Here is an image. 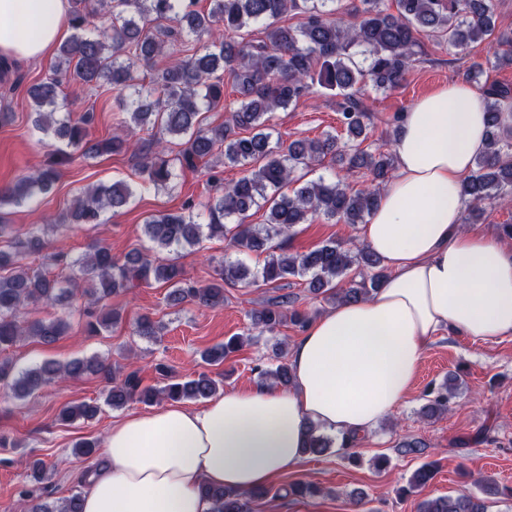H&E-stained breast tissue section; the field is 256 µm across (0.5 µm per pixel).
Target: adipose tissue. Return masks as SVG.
<instances>
[{
    "label": "adipose tissue",
    "mask_w": 512,
    "mask_h": 512,
    "mask_svg": "<svg viewBox=\"0 0 512 512\" xmlns=\"http://www.w3.org/2000/svg\"><path fill=\"white\" fill-rule=\"evenodd\" d=\"M69 10V0H0V56L42 59L66 37ZM485 138V108L464 80L405 112L396 172L358 235L388 270L380 287L308 323L288 352L289 388L262 381L112 426L83 512H213L201 486L265 488L298 464L311 428L360 435L393 414L438 335L512 336V246L462 227V181Z\"/></svg>",
    "instance_id": "1"
}]
</instances>
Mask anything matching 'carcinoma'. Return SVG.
I'll return each instance as SVG.
<instances>
[{"instance_id":"cac0c4a2","label":"carcinoma","mask_w":512,"mask_h":512,"mask_svg":"<svg viewBox=\"0 0 512 512\" xmlns=\"http://www.w3.org/2000/svg\"><path fill=\"white\" fill-rule=\"evenodd\" d=\"M357 22L345 24L336 18L335 0H210L208 10L197 9L198 0H71V35L58 46L50 75L32 86L29 96L37 115L36 127L65 146L80 149L90 157L121 153L138 144L142 158V182L167 186L176 176L175 166L195 169L209 163L214 152L224 150V163L242 166L246 173L206 205V212H194L187 202L179 212L148 216L143 231L152 251L176 252L197 246L205 238L219 237L226 249L236 253L267 250L275 238H286L297 224L313 217L336 223L363 224L377 205L380 189L393 175L396 158L390 152L361 148L367 139L371 114L359 93L369 82L377 90L391 91L402 86L414 63L422 55L419 36L423 33L448 40L455 47L481 42L491 36L502 47L495 56L499 66H512V32L497 29L495 0H396L397 13L390 12L386 0H361ZM301 14L298 25L280 23L285 15ZM175 35L189 45V53L156 66L166 55L167 42ZM367 56V68L356 61ZM152 70L149 85L137 82L140 67ZM230 75L238 93L224 123L210 126L203 114L224 108V78H213L216 70ZM483 65L474 62L466 69V79L481 97L486 110L487 144L475 158L474 169L462 184L466 203L465 222L482 221L485 205L512 202V127L502 122V104L512 100V85L482 79ZM109 85L118 93L122 108L120 132L101 141L89 138L90 112L73 121L68 93L74 86L83 91ZM319 87L336 92L339 120L353 144L339 146L336 136L295 140L288 145L272 141L274 112L285 110ZM65 116L58 117V114ZM149 128L151 138L139 139ZM53 161L34 174L0 186V209L20 205L52 188L59 178L58 162L70 154L57 149ZM346 163L347 169H364L369 185L353 189L343 180L303 181L296 176L325 158ZM139 185L125 180L81 191L68 211L51 222L57 230L79 224H100L103 215L128 206ZM266 209L263 224H247L252 209ZM0 351L16 342L32 338L51 344L66 335L67 318H27L26 307L34 303L56 304L73 300L77 288H64L61 281L43 269L23 264L25 256L47 248L34 230L19 234L0 216ZM280 253L267 255L262 268L250 273L240 260H225L217 277L197 286L186 282L182 267L172 259H152L141 252L122 259L109 247L95 243L89 252L71 262L82 278L91 283L83 290L90 303L98 304L113 294L150 281L171 287L168 298L181 303L192 301L203 307L224 303V286L259 282L271 285L290 277L306 279L308 291L329 302H349L369 297L386 276L382 261L359 246L344 247L327 241L305 254H289L285 244ZM358 269L361 280L348 278ZM293 299L282 295L261 310L250 313L252 325L272 332L285 322L304 327L305 313L287 311ZM135 333L153 338L157 323L141 316ZM244 337L234 336L221 346L203 352L209 365L221 364L243 346ZM95 372L108 383L104 399L112 408L136 401L151 405L167 399H207L218 389V381L205 372L185 380L168 372V383L159 389L141 388L136 371L116 380L110 365L92 358L66 363L45 362L14 372L7 360L0 361V383L17 400H24L39 388L57 380ZM264 377L282 387L291 384L288 364L260 370ZM459 377L445 380L425 394L420 409L423 417L448 413L455 398ZM99 407L87 402L64 406L59 418L65 422L95 417ZM332 445L324 435H311L303 453L321 455ZM435 467L424 463L415 469L407 493L427 485ZM214 512H248L244 493L226 488L209 489ZM23 512H83L80 492L54 501L41 490L22 495ZM421 512H485L484 501L471 494L439 496L420 504Z\"/></svg>"}]
</instances>
